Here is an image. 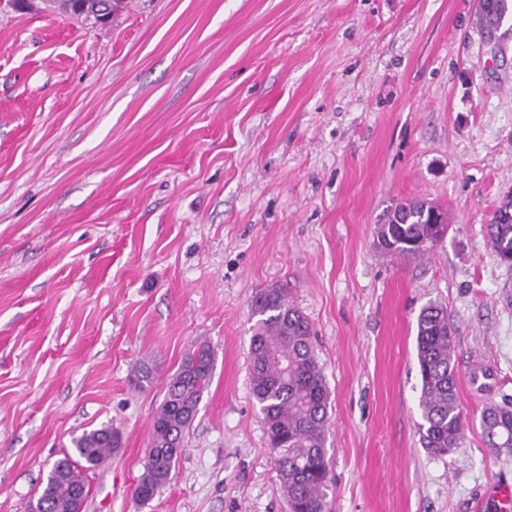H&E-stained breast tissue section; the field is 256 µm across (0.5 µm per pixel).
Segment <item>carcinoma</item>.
Returning a JSON list of instances; mask_svg holds the SVG:
<instances>
[{
  "instance_id": "carcinoma-1",
  "label": "carcinoma",
  "mask_w": 512,
  "mask_h": 512,
  "mask_svg": "<svg viewBox=\"0 0 512 512\" xmlns=\"http://www.w3.org/2000/svg\"><path fill=\"white\" fill-rule=\"evenodd\" d=\"M59 8L86 21L101 22L116 14L123 0H56ZM492 19L479 24L482 33L499 32L512 16V0H480L476 15ZM512 210L506 196L489 224L492 254L512 261ZM448 232V213L418 199L387 209L375 224L378 245L401 258L426 255ZM252 315L257 320L249 345L252 396L259 406L268 443L279 473L288 512H325L329 483L327 433L330 392L312 344V326L288 300L284 288L255 293ZM416 351L421 379L419 440L429 453L443 457L462 447L465 418L457 394L455 338L448 309L430 304L417 319ZM214 354L198 342L178 364L166 384L163 401L151 425V441L143 471L134 490L149 504L171 482L214 370ZM482 428L493 446L512 448V401L492 404L481 415ZM120 445L119 432L110 426L84 432L73 448L56 460L46 483L33 496L38 512H72L75 494L88 495L87 474Z\"/></svg>"
}]
</instances>
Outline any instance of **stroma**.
<instances>
[{
	"label": "stroma",
	"mask_w": 512,
	"mask_h": 512,
	"mask_svg": "<svg viewBox=\"0 0 512 512\" xmlns=\"http://www.w3.org/2000/svg\"><path fill=\"white\" fill-rule=\"evenodd\" d=\"M476 0H127L109 22L0 0V512L74 437L120 449L83 512H286L249 384L251 300L284 288L330 391L326 512H474L512 484L481 413L512 397V39ZM448 213L424 257L380 214ZM443 304L465 440L419 441L416 318ZM215 354L170 484L134 495L183 355ZM155 368L138 389L141 363ZM486 15L492 19L489 24L480 22V15ZM477 21L482 34L495 32V34H487L484 36L485 43L494 54L499 50L498 33L503 28L507 18L512 19V1L511 0H492L479 1L476 7ZM512 212V195H507L493 214L489 224V241L492 254L501 262L511 260L512 265V222L505 224L504 213ZM448 213L434 204L404 200L387 209L375 224L378 245L401 258L426 255L448 232Z\"/></svg>",
	"instance_id": "stroma-1"
}]
</instances>
